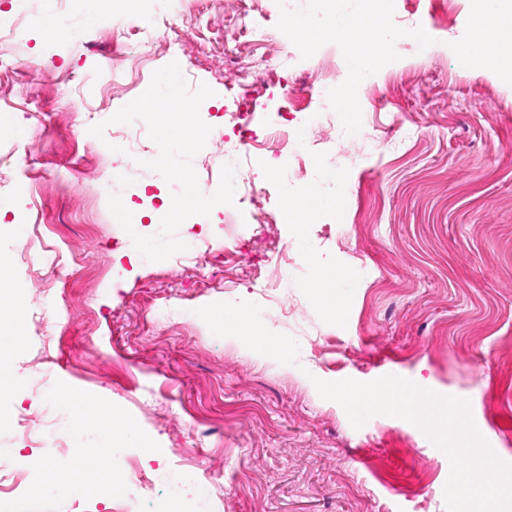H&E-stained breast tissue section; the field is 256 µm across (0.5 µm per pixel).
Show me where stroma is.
<instances>
[{
	"label": "stroma",
	"instance_id": "stroma-1",
	"mask_svg": "<svg viewBox=\"0 0 512 512\" xmlns=\"http://www.w3.org/2000/svg\"><path fill=\"white\" fill-rule=\"evenodd\" d=\"M53 11L79 30L76 40H47L40 26L0 43V225L18 224L22 239L0 236L12 285L27 291L35 273L21 254L23 238L59 247L70 275L43 305L19 319L24 342L9 358L15 377L45 372L54 390L0 397V477L25 454L28 478L0 494V512H103L98 492L46 497L34 490L40 463L98 447L95 436H67L55 452L28 448L14 428L27 416L67 420V397L85 393L111 408L115 430L133 423L126 447L148 443L138 465L147 472L180 468L209 495V512H446L447 455L417 425L378 415L353 428L337 402L313 381L370 382L393 372L437 394L468 400L474 423L503 462L512 464V83L472 68L460 49L472 35L470 0H390L381 38L392 58L377 69L378 91L358 99L354 142L337 145L331 111L306 155L329 161L326 182L301 183L326 205L306 224H253L249 204L215 206L194 215L177 236L189 266L175 258L145 266L131 235L108 208L110 194L151 212L178 192L143 169L126 183L101 176L123 154L90 127L109 120L129 97L144 93L153 73L179 59L189 90L209 86L199 114L224 126L234 104L223 80L243 42L229 21L205 11L178 54L163 52L170 34L167 0H140L132 15L154 33L144 44L110 20L85 28L73 0H0V16L20 6ZM313 0H294L282 17L278 0H260V27L288 46L287 82L265 73L254 85L259 146L244 162L265 210L285 214L282 156L270 137L280 131L282 86L291 84L292 127L316 106L317 77L350 78L349 58L335 62L290 34L307 21L315 41L324 22ZM416 26L436 43L429 55L404 45ZM125 57L123 67L112 65ZM339 199L340 208L329 207ZM288 247L297 268L279 286L262 272L271 253ZM245 254L252 273H237ZM204 263L205 280L191 264ZM345 269L342 311L332 315L310 288L316 265ZM249 311L252 324L276 336L282 350L253 347L218 312ZM184 449L183 459L167 449ZM161 484H135L121 471L114 512L136 499L155 512Z\"/></svg>",
	"mask_w": 512,
	"mask_h": 512
}]
</instances>
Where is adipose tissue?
I'll return each instance as SVG.
<instances>
[{"label": "adipose tissue", "instance_id": "obj_1", "mask_svg": "<svg viewBox=\"0 0 512 512\" xmlns=\"http://www.w3.org/2000/svg\"><path fill=\"white\" fill-rule=\"evenodd\" d=\"M475 32L463 54L480 70H490L512 82V0H472ZM368 22H345L330 28L331 37L350 58L353 78L337 95L335 103L345 112L348 126H355L354 112L360 81L368 64H383L389 59L390 47L381 40L370 38ZM92 479H80L75 473L49 466L45 482L68 492L82 488H100L114 480L112 456L99 448L87 449Z\"/></svg>", "mask_w": 512, "mask_h": 512}]
</instances>
